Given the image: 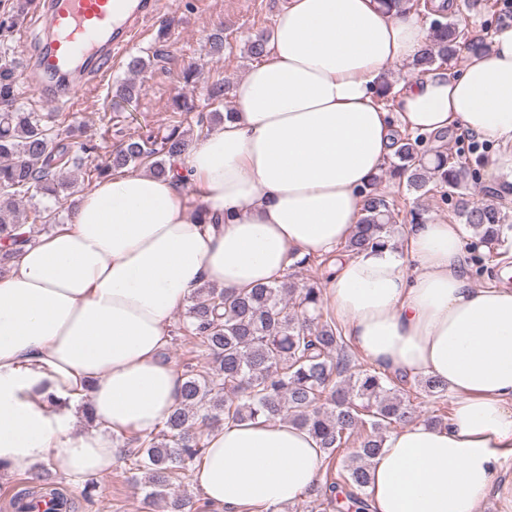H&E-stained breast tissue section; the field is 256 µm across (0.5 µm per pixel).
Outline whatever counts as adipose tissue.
I'll return each instance as SVG.
<instances>
[{"instance_id":"obj_1","label":"adipose tissue","mask_w":512,"mask_h":512,"mask_svg":"<svg viewBox=\"0 0 512 512\" xmlns=\"http://www.w3.org/2000/svg\"><path fill=\"white\" fill-rule=\"evenodd\" d=\"M428 33L378 0H287L267 53L234 90L231 118L165 176L127 171L82 190L69 224L0 276V462L111 472L124 434L153 432L184 378L162 352L171 313L202 283L244 292L293 258L328 256L326 310L380 371L432 376L447 424L388 433L365 489L371 512H480L512 458V289L473 287L460 225H411L393 243L339 253L360 190L402 131L460 126L512 145V26L455 74H414L380 103L379 77ZM88 398L73 434L69 404ZM318 441L287 418L225 422L192 480L219 512H280L324 479Z\"/></svg>"}]
</instances>
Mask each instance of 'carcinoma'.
<instances>
[{
  "label": "carcinoma",
  "mask_w": 512,
  "mask_h": 512,
  "mask_svg": "<svg viewBox=\"0 0 512 512\" xmlns=\"http://www.w3.org/2000/svg\"><path fill=\"white\" fill-rule=\"evenodd\" d=\"M430 34L431 46L411 65L414 70L429 72L462 49L469 54L485 50L482 38L466 35L449 18L432 21ZM15 86L14 64L0 55V102L10 104L0 110V198H5L0 201V271L56 220L50 207L38 205L28 219L19 220L16 198L68 204L74 182L63 179L62 171L83 168L85 156L101 148L90 138L71 152L59 130L45 122L53 115L24 112L15 105ZM427 139L419 134L399 140L395 161L362 190V216L347 241L349 252L390 240L392 209L377 192L383 176L403 180L416 191H426L431 183L450 194L460 188L465 166L442 153L426 158L422 146ZM187 147L181 124H174L158 140L122 142L92 173L101 179L129 165H146L153 174L164 175L168 162ZM458 214L481 244L500 241L512 229L506 212L491 201L463 203ZM321 296L319 280L299 285L288 277L244 293L211 284L197 289L180 330L196 340L211 367L185 372L180 401L157 430L125 441L144 473L145 507L166 499L169 512H184L185 499L172 493V486L199 462L206 437L224 422L286 414L315 436L330 457L353 432L370 427L358 448L336 459L330 482L306 491L335 512H368L365 488L372 459L387 429L414 420L416 406L400 394L392 377L356 362L335 319L324 315ZM419 385L430 397L448 392L433 377L421 378Z\"/></svg>",
  "instance_id": "obj_1"
}]
</instances>
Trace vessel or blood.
I'll return each instance as SVG.
<instances>
[{
  "label": "vessel or blood",
  "mask_w": 512,
  "mask_h": 512,
  "mask_svg": "<svg viewBox=\"0 0 512 512\" xmlns=\"http://www.w3.org/2000/svg\"><path fill=\"white\" fill-rule=\"evenodd\" d=\"M158 9L157 0H36L45 41L23 49L37 95L74 102L130 48Z\"/></svg>",
  "instance_id": "obj_1"
}]
</instances>
